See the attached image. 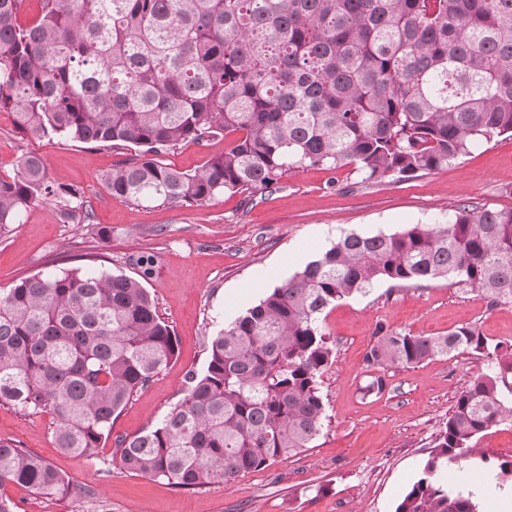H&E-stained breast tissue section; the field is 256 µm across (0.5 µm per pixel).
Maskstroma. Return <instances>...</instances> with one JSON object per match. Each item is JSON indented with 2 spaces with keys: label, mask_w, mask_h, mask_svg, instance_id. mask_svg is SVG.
<instances>
[{
  "label": "stroma",
  "mask_w": 512,
  "mask_h": 512,
  "mask_svg": "<svg viewBox=\"0 0 512 512\" xmlns=\"http://www.w3.org/2000/svg\"><path fill=\"white\" fill-rule=\"evenodd\" d=\"M25 152L45 157L54 184L79 190L88 215L63 218L50 199L27 207L0 236V290L60 270L142 277L140 263L148 260L152 273L144 286L178 345L169 365L117 416L97 456L57 448L51 415L0 405V438L32 449L73 484L62 500L7 485L4 493L20 512H394L458 394L486 361L464 352L389 368L387 390L369 394L363 357L376 328L441 336L472 324L489 340L512 345V303L490 306L447 278L401 287L379 282L322 315L333 348L320 378L326 418L303 453L200 490L128 473L117 439L158 423L180 400L187 373L204 370L210 336L337 238L430 224L462 204L512 208V138L477 144L447 167L411 179L366 182L349 165L299 168L264 191L180 207L137 205L110 194L102 176L127 151L24 134L10 110L1 109L0 176L14 175ZM478 446L481 455L461 457L449 471L478 478L498 473L512 461V425L484 432ZM88 486L94 497L84 496Z\"/></svg>",
  "instance_id": "35a3bbf8"
}]
</instances>
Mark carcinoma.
<instances>
[{
    "label": "carcinoma",
    "instance_id": "carcinoma-1",
    "mask_svg": "<svg viewBox=\"0 0 512 512\" xmlns=\"http://www.w3.org/2000/svg\"><path fill=\"white\" fill-rule=\"evenodd\" d=\"M24 2L0 0V109L23 133L133 151L103 181L136 203L202 206L308 166L399 181L512 137V0H39L23 25ZM217 136L224 153L199 170L162 160ZM18 168L0 176V235L39 199L66 216L83 207L43 156L24 153ZM439 277L492 306L512 302V208L464 204L446 224L337 240L212 337L182 399L117 440L124 467L190 490L302 453L325 419V310L378 282ZM175 350L137 278L67 270L0 291V404L51 414L64 452L97 455L113 416ZM467 351L487 371L457 396L395 512H479L443 473L512 423V345L474 325L443 336L381 327L365 353L375 371ZM9 483L71 493L42 457L0 438Z\"/></svg>",
    "mask_w": 512,
    "mask_h": 512
}]
</instances>
